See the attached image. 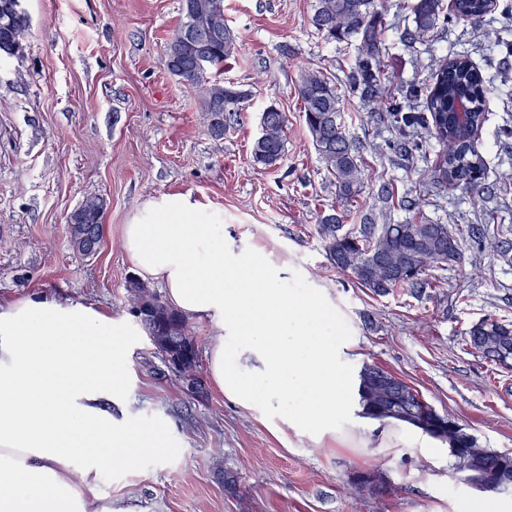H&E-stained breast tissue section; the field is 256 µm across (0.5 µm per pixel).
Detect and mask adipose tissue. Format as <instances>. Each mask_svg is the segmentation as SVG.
Listing matches in <instances>:
<instances>
[{
	"instance_id": "ef3b65f1",
	"label": "adipose tissue",
	"mask_w": 512,
	"mask_h": 512,
	"mask_svg": "<svg viewBox=\"0 0 512 512\" xmlns=\"http://www.w3.org/2000/svg\"><path fill=\"white\" fill-rule=\"evenodd\" d=\"M121 244L171 308L210 326L208 374L230 400L268 418L297 386L309 405L287 425L315 442H362L374 431L383 448L439 447L411 425L361 415L327 289L286 297L282 267L225 238L203 204L184 194L150 200L123 225ZM123 333L121 321L68 301L0 304V512H96L104 466L162 451L158 434L101 409L124 400Z\"/></svg>"
}]
</instances>
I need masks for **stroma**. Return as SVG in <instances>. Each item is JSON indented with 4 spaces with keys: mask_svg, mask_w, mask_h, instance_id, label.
Masks as SVG:
<instances>
[{
    "mask_svg": "<svg viewBox=\"0 0 512 512\" xmlns=\"http://www.w3.org/2000/svg\"><path fill=\"white\" fill-rule=\"evenodd\" d=\"M379 38L390 90L432 83L438 60L468 55L490 88L477 150L488 184L504 202L494 228L512 230V53L496 50L506 24L494 0L481 24L449 22L426 43H406L415 0H381ZM314 0H224L239 38L225 84L246 99L222 140L206 132L194 89L171 76L163 46L181 18V0H21L30 17L22 56L0 59V298L68 300L125 321L126 419L161 428L169 453L112 464L98 477L100 512H461L465 501L512 494L479 492L455 470L449 449L318 444L266 422L216 389L199 365L194 395L167 367L131 312L134 274L120 229L162 194L207 205L238 246L286 263L285 285L327 288L353 345L350 376L382 367L451 416L480 446L512 452V369L476 353L467 330L492 317L512 323V264L485 256L431 272L421 296L399 289L378 297L333 268L316 233L336 188L316 153L297 94L301 73L318 69L344 92L340 122L361 148L365 180L347 218L378 203L389 183L417 196L427 221L464 229L480 198L425 188L438 146L398 165L376 145L392 129L376 103L350 92L354 42L329 40L310 23ZM286 113L283 162L262 169L251 149L267 106ZM104 201V237L90 256L75 252L67 219L87 197ZM367 484H360V477Z\"/></svg>",
    "mask_w": 512,
    "mask_h": 512,
    "instance_id": "1",
    "label": "stroma"
}]
</instances>
